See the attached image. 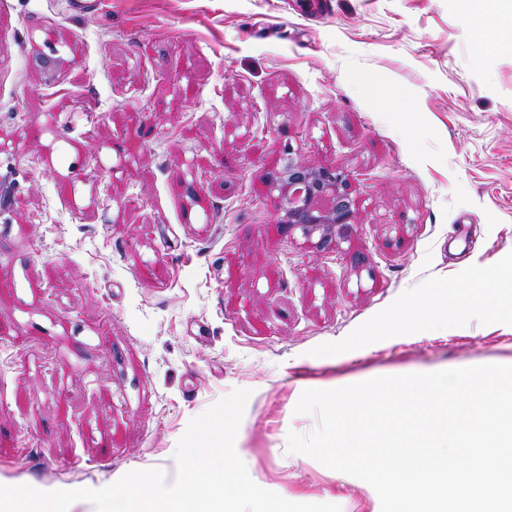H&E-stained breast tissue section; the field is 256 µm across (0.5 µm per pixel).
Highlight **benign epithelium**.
<instances>
[{
  "mask_svg": "<svg viewBox=\"0 0 512 512\" xmlns=\"http://www.w3.org/2000/svg\"><path fill=\"white\" fill-rule=\"evenodd\" d=\"M277 188L284 223L307 239L318 237L317 248L327 249L352 231L355 211L348 175L290 158Z\"/></svg>",
  "mask_w": 512,
  "mask_h": 512,
  "instance_id": "obj_1",
  "label": "benign epithelium"
}]
</instances>
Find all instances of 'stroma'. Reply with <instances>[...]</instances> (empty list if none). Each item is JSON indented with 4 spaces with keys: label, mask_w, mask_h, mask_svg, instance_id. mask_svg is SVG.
<instances>
[{
    "label": "stroma",
    "mask_w": 512,
    "mask_h": 512,
    "mask_svg": "<svg viewBox=\"0 0 512 512\" xmlns=\"http://www.w3.org/2000/svg\"><path fill=\"white\" fill-rule=\"evenodd\" d=\"M475 0H0V485L161 469L250 390L260 487L380 512L287 450L308 389L512 364V44ZM55 53L47 74L40 63ZM350 175L322 250L289 158ZM437 325L393 313L429 300Z\"/></svg>",
    "instance_id": "1"
}]
</instances>
